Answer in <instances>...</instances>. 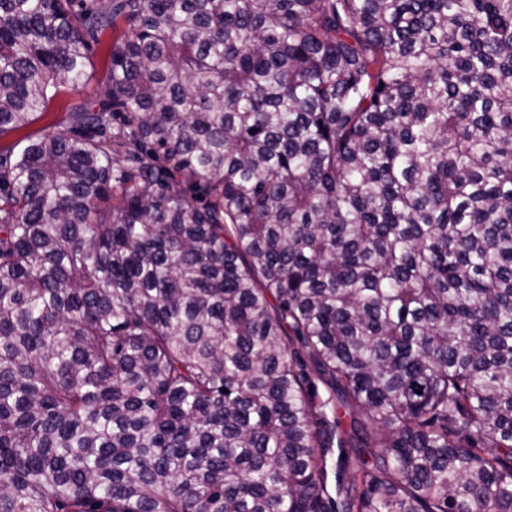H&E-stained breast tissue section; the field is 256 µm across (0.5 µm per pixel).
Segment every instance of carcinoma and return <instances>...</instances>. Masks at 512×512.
<instances>
[{
    "label": "carcinoma",
    "mask_w": 512,
    "mask_h": 512,
    "mask_svg": "<svg viewBox=\"0 0 512 512\" xmlns=\"http://www.w3.org/2000/svg\"><path fill=\"white\" fill-rule=\"evenodd\" d=\"M109 30L0 148V512H512V0H0V137ZM114 38L115 35H112V31H108L103 36L101 43L92 49L90 59L95 78L89 85L77 90H73L70 86L62 87L43 114L39 115L22 131L0 138V146H8L22 136L36 138L45 133L63 129L68 125V112L71 105L86 99L96 101L98 87L106 79Z\"/></svg>",
    "instance_id": "carcinoma-1"
}]
</instances>
